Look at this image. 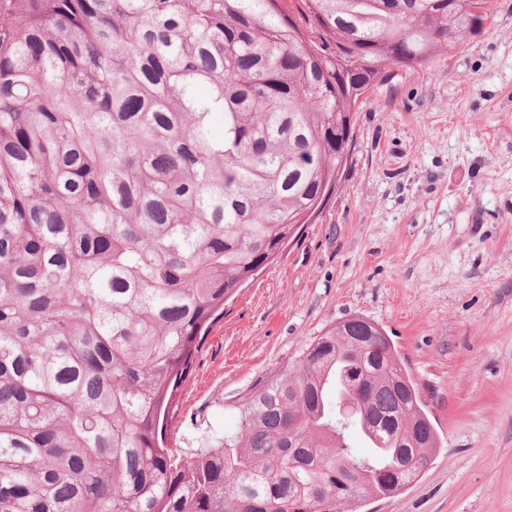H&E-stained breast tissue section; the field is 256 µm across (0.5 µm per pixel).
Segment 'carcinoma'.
<instances>
[{
    "label": "carcinoma",
    "instance_id": "carcinoma-1",
    "mask_svg": "<svg viewBox=\"0 0 512 512\" xmlns=\"http://www.w3.org/2000/svg\"><path fill=\"white\" fill-rule=\"evenodd\" d=\"M281 2L0 0V512H358L440 447L362 317L308 342L234 432L168 446L193 351L328 198L361 92L488 19Z\"/></svg>",
    "mask_w": 512,
    "mask_h": 512
}]
</instances>
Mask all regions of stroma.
Masks as SVG:
<instances>
[{
  "instance_id": "1",
  "label": "stroma",
  "mask_w": 512,
  "mask_h": 512,
  "mask_svg": "<svg viewBox=\"0 0 512 512\" xmlns=\"http://www.w3.org/2000/svg\"><path fill=\"white\" fill-rule=\"evenodd\" d=\"M359 105L323 210L224 306L179 391L177 445L238 408L333 323L389 336L442 445L362 512H512V0Z\"/></svg>"
}]
</instances>
